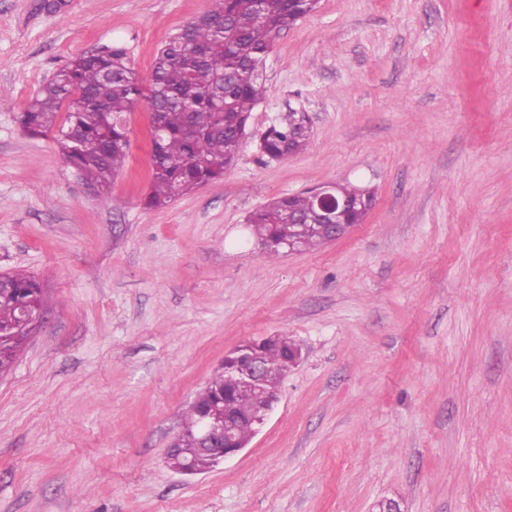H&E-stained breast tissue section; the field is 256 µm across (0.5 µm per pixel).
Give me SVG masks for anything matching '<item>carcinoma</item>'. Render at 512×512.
<instances>
[{"instance_id": "carcinoma-1", "label": "carcinoma", "mask_w": 512, "mask_h": 512, "mask_svg": "<svg viewBox=\"0 0 512 512\" xmlns=\"http://www.w3.org/2000/svg\"><path fill=\"white\" fill-rule=\"evenodd\" d=\"M319 0H268L258 13L253 0H212L206 13L181 28L158 50L149 84L129 66L121 48L98 55L81 54L57 71L30 100L20 122L32 136L52 135L65 160L86 183L107 190L127 165L129 139L125 114L142 100L159 106V133L150 152L151 179L144 205L161 208L199 185L224 176L238 156L242 135L255 104L265 94L260 78L246 69L260 62L274 38L313 12ZM65 115H60L61 109ZM290 113L270 128L266 153L275 158L297 152L308 136L297 132ZM315 207L310 195L283 196L254 212L251 233L260 253L272 259L298 239L304 250L324 243L320 228L288 223V214L305 216ZM43 306L37 278L14 270L0 276V375L9 373L38 327L25 321ZM296 343L278 336L262 344L266 376L254 397L235 398L234 376L214 372L185 413L183 429L173 440L171 464L186 461L199 472L214 467L213 452L194 449L191 437L214 408L226 406L235 416V434L242 443L254 435V420L279 401L292 367L288 352Z\"/></svg>"}]
</instances>
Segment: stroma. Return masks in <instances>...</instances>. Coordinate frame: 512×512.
<instances>
[{
  "label": "stroma",
  "mask_w": 512,
  "mask_h": 512,
  "mask_svg": "<svg viewBox=\"0 0 512 512\" xmlns=\"http://www.w3.org/2000/svg\"><path fill=\"white\" fill-rule=\"evenodd\" d=\"M211 0H0V273L46 319L0 377V512H512V0H319L268 55L235 163L145 207L149 114L87 185L19 114L76 55L158 49ZM304 113V150L259 137ZM324 183L375 194L342 239L261 258L248 217ZM302 358L234 459L167 463L227 352Z\"/></svg>",
  "instance_id": "obj_1"
}]
</instances>
